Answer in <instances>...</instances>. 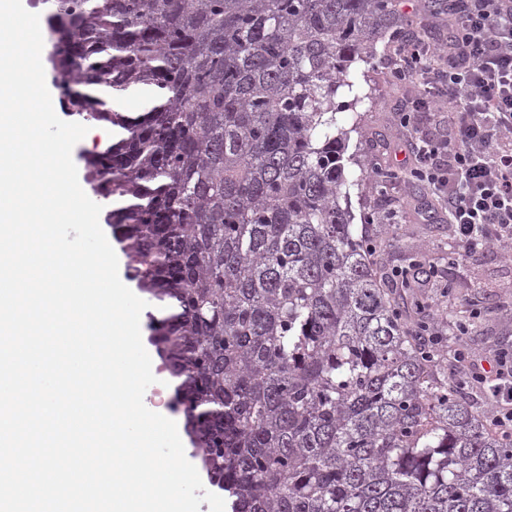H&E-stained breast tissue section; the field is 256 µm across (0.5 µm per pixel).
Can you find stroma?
I'll return each mask as SVG.
<instances>
[{"mask_svg":"<svg viewBox=\"0 0 512 512\" xmlns=\"http://www.w3.org/2000/svg\"><path fill=\"white\" fill-rule=\"evenodd\" d=\"M395 43L385 37L378 45L372 64H356V71L366 72L361 91L364 102L356 111L336 115L337 127L350 131V150L356 151L358 164L348 165V179L360 180L361 186L351 192L350 211L354 223L366 217L393 213L398 217L397 233L374 229L384 271L405 267L406 251L417 244L426 245L432 265L451 288V296H442L439 288L423 283L416 290L427 314L441 317L448 314L474 316L467 336L458 347L476 357L491 350L512 348V260H505L500 251L479 250L454 262H447L448 253L457 250L448 215L423 182L411 179L413 158L407 147L412 132L430 137L447 134L442 114L419 112L412 128L400 125L397 114L417 95L416 88L394 85L386 66V58ZM393 169L397 180L391 181L387 193H379L373 171Z\"/></svg>","mask_w":512,"mask_h":512,"instance_id":"35a3bbf8","label":"stroma"}]
</instances>
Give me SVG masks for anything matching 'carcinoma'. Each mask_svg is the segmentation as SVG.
Segmentation results:
<instances>
[{"instance_id": "carcinoma-1", "label": "carcinoma", "mask_w": 512, "mask_h": 512, "mask_svg": "<svg viewBox=\"0 0 512 512\" xmlns=\"http://www.w3.org/2000/svg\"><path fill=\"white\" fill-rule=\"evenodd\" d=\"M60 104L126 136L83 156L172 404L232 512H512V434L448 383L408 272L342 202L338 89L398 0H38ZM150 92L136 117L90 92ZM409 267L431 272L417 247ZM122 279L123 283L128 287L131 288V290L141 299L145 300L149 306L142 312L141 318H140V330H141V337L143 340L144 347L146 351L148 352L151 361L152 359L159 360L157 353L155 351V348L149 343L148 341V331H147V323L149 321V315L150 313H153L157 316H159L160 307L158 303L154 300H149L148 295L142 293L136 286L130 282H128L127 277L125 278V269L123 267L122 269ZM127 279V280H126ZM160 361V360H159Z\"/></svg>"}]
</instances>
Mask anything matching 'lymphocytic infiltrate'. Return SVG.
I'll return each instance as SVG.
<instances>
[{"label": "lymphocytic infiltrate", "instance_id": "f902f5d3", "mask_svg": "<svg viewBox=\"0 0 512 512\" xmlns=\"http://www.w3.org/2000/svg\"><path fill=\"white\" fill-rule=\"evenodd\" d=\"M449 41L413 31L388 56L393 79L424 93L402 112L447 111L453 141L412 137V174L444 203L466 250L512 242V0H451Z\"/></svg>", "mask_w": 512, "mask_h": 512}]
</instances>
